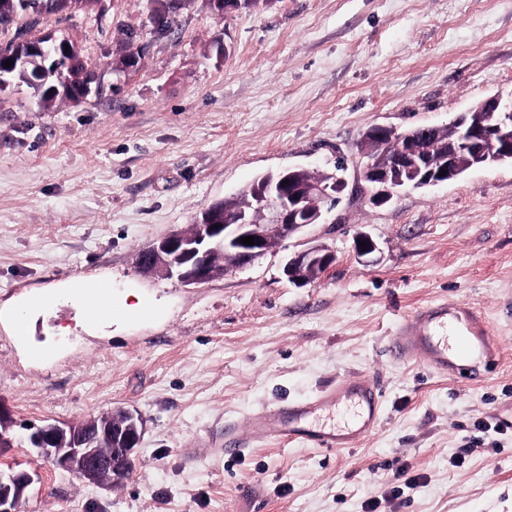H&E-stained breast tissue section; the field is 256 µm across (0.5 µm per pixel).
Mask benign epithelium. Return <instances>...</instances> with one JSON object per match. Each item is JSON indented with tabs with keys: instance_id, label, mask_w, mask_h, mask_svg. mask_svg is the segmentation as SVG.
Listing matches in <instances>:
<instances>
[{
	"instance_id": "benign-epithelium-1",
	"label": "benign epithelium",
	"mask_w": 512,
	"mask_h": 512,
	"mask_svg": "<svg viewBox=\"0 0 512 512\" xmlns=\"http://www.w3.org/2000/svg\"><path fill=\"white\" fill-rule=\"evenodd\" d=\"M52 39L53 35L44 34L17 41L12 62L26 67L31 56L45 54L44 45ZM96 82L97 77L88 72L77 91L72 92L68 87L65 91L79 100L90 94ZM437 130L435 125H420L400 132L378 126L367 132L366 141L375 156L364 165L361 177L374 187L369 197L372 204L383 205L405 188L422 189L448 183L470 170L506 158L512 160V101L487 98L448 123V155L435 165L424 143ZM441 170L445 175H439ZM346 188L347 181L342 176L329 182L266 175L261 188L251 192L253 209L263 212V223H254L251 211L246 209L226 215L224 221L217 223L207 208L187 229L173 231L150 244L145 249L146 258L138 263V270L147 275L175 277L187 285H203L216 276L212 261L218 253L230 260V265L224 267L226 272L252 266L271 252L279 240L320 223ZM312 197L322 198L325 205L311 208L308 200ZM246 236L254 237V244L241 243V238ZM334 261L332 251L312 245L289 257L283 271L289 281L304 286L317 279ZM66 433L67 428L59 425L30 427L24 439L56 468L76 473L103 489L119 484L113 474L114 461H134L143 436L141 432L135 437L127 435L123 446L111 452L81 437L67 442ZM33 482V476L26 470H0V512H19L23 499L19 490Z\"/></svg>"
}]
</instances>
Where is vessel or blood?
I'll list each match as a JSON object with an SVG mask.
<instances>
[{
	"mask_svg": "<svg viewBox=\"0 0 512 512\" xmlns=\"http://www.w3.org/2000/svg\"><path fill=\"white\" fill-rule=\"evenodd\" d=\"M388 350L394 359H411L439 374L472 380L494 360L497 345L480 315L462 304L447 302L427 305L405 317L390 336ZM347 402L357 408L347 427L325 430L309 426L313 415ZM381 405L379 379L361 374L313 399L255 414L251 433L258 440L300 441L328 451L350 448L374 431Z\"/></svg>",
	"mask_w": 512,
	"mask_h": 512,
	"instance_id": "obj_1",
	"label": "vessel or blood"
}]
</instances>
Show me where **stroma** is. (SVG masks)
<instances>
[{"mask_svg": "<svg viewBox=\"0 0 512 512\" xmlns=\"http://www.w3.org/2000/svg\"><path fill=\"white\" fill-rule=\"evenodd\" d=\"M150 16L149 0H100L44 17L37 32L73 42L98 87L48 111L26 86L0 91V404L18 424L119 408L144 422L133 475L111 490L28 444L1 449L0 469L35 476L22 512H512V163L381 206L357 181L371 127L442 126L512 96V0H262L224 15L195 0L164 32ZM131 41L137 66L115 72ZM340 155L339 205L258 263L200 286L138 272L140 250L255 178ZM361 231L377 262L358 258ZM312 245L335 261L293 284L283 266ZM79 278L111 285V317H88ZM442 300L491 328L479 379L387 352L402 318ZM359 373L384 399L356 447L225 455V425Z\"/></svg>", "mask_w": 512, "mask_h": 512, "instance_id": "stroma-1", "label": "stroma"}]
</instances>
